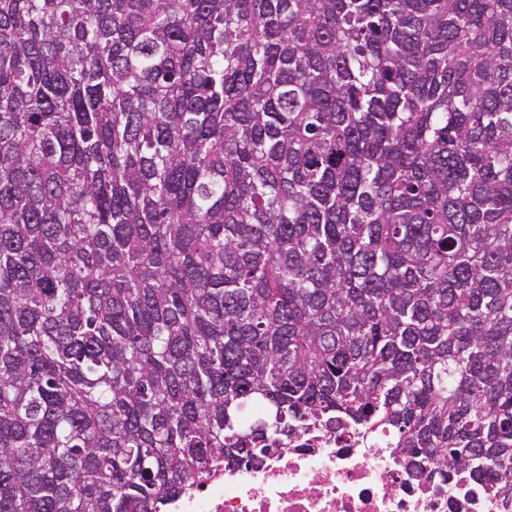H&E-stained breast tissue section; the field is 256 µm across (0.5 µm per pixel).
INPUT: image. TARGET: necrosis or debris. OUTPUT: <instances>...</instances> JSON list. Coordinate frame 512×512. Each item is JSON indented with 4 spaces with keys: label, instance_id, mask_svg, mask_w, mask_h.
Instances as JSON below:
<instances>
[{
    "label": "necrosis or debris",
    "instance_id": "4bbe7bcc",
    "mask_svg": "<svg viewBox=\"0 0 512 512\" xmlns=\"http://www.w3.org/2000/svg\"><path fill=\"white\" fill-rule=\"evenodd\" d=\"M262 464L214 474L183 492L169 512H512L493 482L467 472L442 483L409 472L385 442L311 428L282 438Z\"/></svg>",
    "mask_w": 512,
    "mask_h": 512
}]
</instances>
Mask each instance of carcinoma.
Instances as JSON below:
<instances>
[{
	"mask_svg": "<svg viewBox=\"0 0 512 512\" xmlns=\"http://www.w3.org/2000/svg\"><path fill=\"white\" fill-rule=\"evenodd\" d=\"M333 422L512 497V0H0V512Z\"/></svg>",
	"mask_w": 512,
	"mask_h": 512,
	"instance_id": "1",
	"label": "carcinoma"
}]
</instances>
